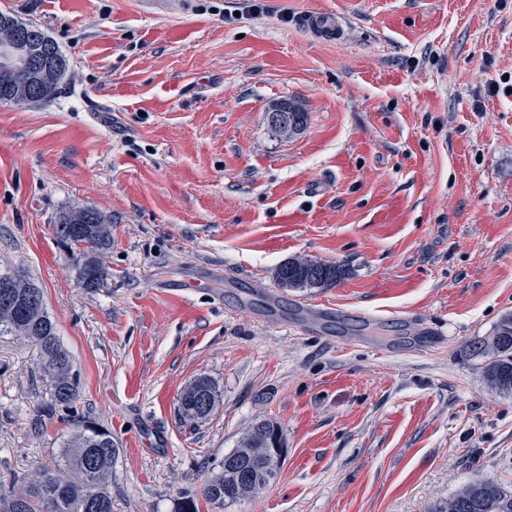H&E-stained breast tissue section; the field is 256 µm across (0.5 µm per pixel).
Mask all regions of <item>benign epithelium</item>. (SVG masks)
Returning a JSON list of instances; mask_svg holds the SVG:
<instances>
[{"label": "benign epithelium", "mask_w": 512, "mask_h": 512, "mask_svg": "<svg viewBox=\"0 0 512 512\" xmlns=\"http://www.w3.org/2000/svg\"><path fill=\"white\" fill-rule=\"evenodd\" d=\"M0 31L3 32V51L8 54H20L17 66L12 69L9 81L15 84L11 96L0 100L3 104L33 105L40 102V96L48 87L60 86L68 74L69 67L52 65L49 60L57 56L55 46L45 37L35 35L28 23L18 21L11 13H0ZM303 107L296 101L281 100L272 103L267 109L268 120L277 123L279 136L285 140L295 138L303 131L302 125L293 121L289 113L301 112ZM70 223L74 229L82 224H101L103 218L91 207L75 204L71 210ZM22 284L18 278H6L0 281V313L12 315L17 310L15 296L21 294ZM242 451L239 456L224 458V471L233 473L249 465L252 454L266 450L283 454V436L280 431L269 435L262 427L250 429L242 438Z\"/></svg>", "instance_id": "1"}]
</instances>
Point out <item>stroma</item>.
Returning <instances> with one entry per match:
<instances>
[{
    "label": "stroma",
    "mask_w": 512,
    "mask_h": 512,
    "mask_svg": "<svg viewBox=\"0 0 512 512\" xmlns=\"http://www.w3.org/2000/svg\"><path fill=\"white\" fill-rule=\"evenodd\" d=\"M1 9L70 61L51 102L0 104V265L43 288L77 412L112 433V512H176L261 421L278 479L198 512H437L512 487V395L469 353L512 313V0ZM314 11L345 17L339 40ZM284 99L308 115L288 141L266 114ZM77 202L112 229L95 288L55 239ZM297 257L349 274L280 287ZM199 377L221 401L185 425ZM50 399L35 346L0 336V482L59 464ZM303 23L316 37L336 40L344 32L345 21L342 16L333 12H314L306 15ZM199 388H207L210 392L218 393L215 384L207 377H200L191 382L181 393L178 404V414L181 420L200 423L207 420L212 414L203 410L194 414L191 410L193 394Z\"/></svg>",
    "instance_id": "obj_1"
}]
</instances>
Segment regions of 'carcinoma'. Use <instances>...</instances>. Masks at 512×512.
Listing matches in <instances>:
<instances>
[{
    "label": "carcinoma",
    "mask_w": 512,
    "mask_h": 512,
    "mask_svg": "<svg viewBox=\"0 0 512 512\" xmlns=\"http://www.w3.org/2000/svg\"><path fill=\"white\" fill-rule=\"evenodd\" d=\"M69 213L64 212L54 226L57 244L64 250L80 249L83 262L76 266L77 280L86 288H95L105 276L101 256L111 246L109 227L103 232L86 224L81 233H68ZM346 270L336 263L321 262L305 270L295 264L280 265L276 281L294 280L301 288H331L345 276ZM34 325L38 334L29 335L23 325ZM13 335L34 343L39 349L40 369L53 389L48 411L74 425V432L60 445L63 468L45 469L29 481L17 477L7 484L0 482V512H112V434L90 418L81 417L74 403L80 377L68 351L61 345L56 325L46 307L30 310L23 319L0 315V336ZM473 356L485 360L483 375L487 383L504 394H512V314L505 315L486 338L470 344ZM200 388L217 391L207 377L191 382L181 393L178 414L181 420L200 423L211 413L191 410L193 394ZM282 457L262 451L257 454L247 477L266 481L277 477ZM237 475L217 466L208 474L200 494L209 503L222 508L235 502L231 492ZM439 512H512V489L494 479L475 481L468 485V501L460 505L457 496L448 499Z\"/></svg>",
    "instance_id": "1"
}]
</instances>
